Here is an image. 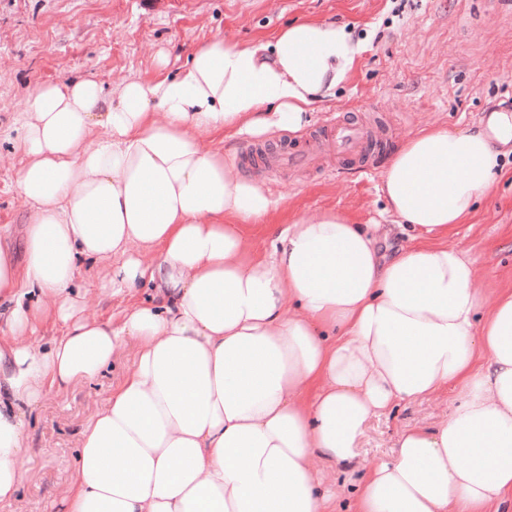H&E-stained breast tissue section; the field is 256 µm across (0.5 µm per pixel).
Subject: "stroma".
<instances>
[{"mask_svg": "<svg viewBox=\"0 0 512 512\" xmlns=\"http://www.w3.org/2000/svg\"><path fill=\"white\" fill-rule=\"evenodd\" d=\"M298 21L333 23L360 51L336 88L318 97L302 133L320 131L329 114H359L387 101L395 147L444 126L465 130L512 110V14L496 0H0V226L8 225L14 251L28 206L17 187L22 158L15 150L16 118L34 84L93 79L109 88L124 79L153 83L173 76L194 48L214 36L244 47L274 42ZM276 130L257 137L215 134L216 145L245 168L244 149L293 138ZM501 173L449 243L466 251L479 269L488 297L512 289V145L502 147ZM384 162L370 170L256 172L278 197L264 224L245 229L254 251L268 248L272 231L300 214L336 210L355 224H390L385 253L407 247L411 231L397 227L380 190ZM110 261L82 273L78 283L89 316L120 326L127 313L151 297L147 288L118 294L106 288ZM137 351L128 342L90 380L45 390L31 416L30 450L17 499L0 512H49L75 479L78 433L106 403L130 370ZM450 395L440 392L397 407L368 422L359 458L369 464L391 455L400 431L433 428L448 416Z\"/></svg>", "mask_w": 512, "mask_h": 512, "instance_id": "stroma-1", "label": "stroma"}]
</instances>
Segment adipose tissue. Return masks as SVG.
Listing matches in <instances>:
<instances>
[{
  "instance_id": "adipose-tissue-1",
  "label": "adipose tissue",
  "mask_w": 512,
  "mask_h": 512,
  "mask_svg": "<svg viewBox=\"0 0 512 512\" xmlns=\"http://www.w3.org/2000/svg\"><path fill=\"white\" fill-rule=\"evenodd\" d=\"M356 46L333 23L289 26L272 51L215 37L174 77L39 84L16 123L29 206L23 255L0 245V504L24 480L45 386L94 378L133 339L132 369L81 429L63 512H334L317 460L348 467L366 423L452 391L448 417L401 432L351 512H500L512 498V290L488 300L447 242L500 172L512 126L436 127L381 174L418 234L382 256L339 212L304 213L255 253L278 201L209 136L296 130ZM148 284L121 326L85 316L83 267ZM61 335L38 337L45 311Z\"/></svg>"
}]
</instances>
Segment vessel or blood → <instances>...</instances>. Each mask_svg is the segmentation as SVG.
<instances>
[{
	"label": "vessel or blood",
	"instance_id": "b4317fda",
	"mask_svg": "<svg viewBox=\"0 0 512 512\" xmlns=\"http://www.w3.org/2000/svg\"><path fill=\"white\" fill-rule=\"evenodd\" d=\"M389 145L385 126L336 115L329 117L318 133L290 139L276 150L252 145L247 148L246 156L260 170L289 166L317 171L327 158L335 160L340 168H363L385 156Z\"/></svg>",
	"mask_w": 512,
	"mask_h": 512
}]
</instances>
